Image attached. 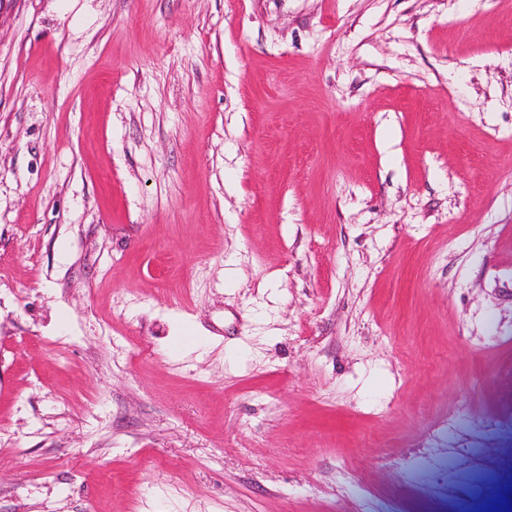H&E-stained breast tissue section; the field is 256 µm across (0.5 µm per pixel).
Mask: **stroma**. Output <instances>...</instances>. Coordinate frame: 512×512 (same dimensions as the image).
<instances>
[{
    "mask_svg": "<svg viewBox=\"0 0 512 512\" xmlns=\"http://www.w3.org/2000/svg\"><path fill=\"white\" fill-rule=\"evenodd\" d=\"M512 492V0H0V512Z\"/></svg>",
    "mask_w": 512,
    "mask_h": 512,
    "instance_id": "35a3bbf8",
    "label": "stroma"
}]
</instances>
